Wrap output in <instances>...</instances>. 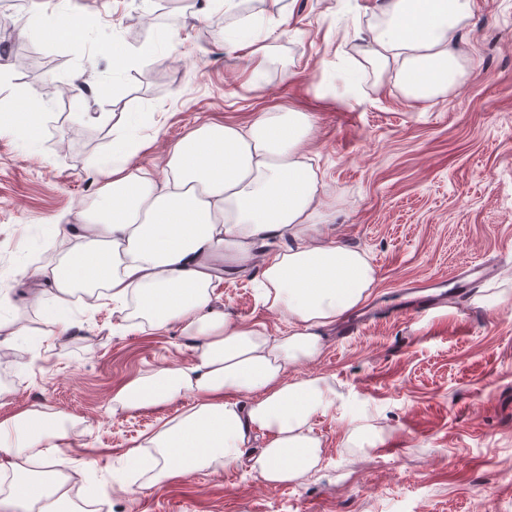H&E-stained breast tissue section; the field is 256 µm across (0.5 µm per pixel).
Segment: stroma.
Segmentation results:
<instances>
[{
	"instance_id": "stroma-1",
	"label": "stroma",
	"mask_w": 512,
	"mask_h": 512,
	"mask_svg": "<svg viewBox=\"0 0 512 512\" xmlns=\"http://www.w3.org/2000/svg\"><path fill=\"white\" fill-rule=\"evenodd\" d=\"M381 0H288L276 57L252 73L243 53H226L216 36L223 10L197 19L196 0H20L0 5L17 46L0 105H37L40 139L0 134V281L12 291L0 316L33 321L37 263L53 262L55 220L80 221L101 176L90 159L109 156L112 117L135 121L148 136L135 162L163 170L169 145L198 123L245 124L258 113H310L304 151L321 180L339 191L333 211L340 243L365 251L377 270L369 304H395L417 279L445 280L483 261L496 276L423 315L404 314L342 340L325 332L320 358L298 375L331 377L341 404L317 416L324 442L318 471L303 484L269 487L246 464L191 472L144 487L124 453L162 420L181 414L193 395L154 409L113 412L114 392L163 362L188 363L191 341L178 329L130 327L105 301L73 304L71 327L52 345L24 338L0 348V420L36 404L76 423L68 453L89 472L98 512H512V304L476 306V292L506 287L512 275V0H474L463 39L468 79L422 107L393 85L359 91L321 89L353 65L345 50L354 22ZM75 21L65 38H22L37 12ZM148 47L137 65L119 67L113 49ZM80 78L82 99L70 84ZM162 134L152 138L153 121ZM258 269L225 275L215 305L236 319L287 322L265 311ZM369 416L384 428L367 455L350 453L351 421Z\"/></svg>"
}]
</instances>
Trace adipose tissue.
<instances>
[{"instance_id":"ef3b65f1","label":"adipose tissue","mask_w":512,"mask_h":512,"mask_svg":"<svg viewBox=\"0 0 512 512\" xmlns=\"http://www.w3.org/2000/svg\"><path fill=\"white\" fill-rule=\"evenodd\" d=\"M472 13L473 0H383L357 65L411 102L446 98L470 74L471 54L458 36ZM112 132L109 160L90 162L104 170L97 199L80 224L61 229L62 259L38 270L60 307L40 321L41 335L65 331L64 305L83 293L111 299L135 326L174 325L194 340L189 364L158 365L112 398L113 411L124 412L194 396L128 449L130 462L152 461L145 486L243 461L267 486L303 483L324 454L312 421L335 409L338 394L328 377L295 371L321 356L324 329L363 303L376 280L367 254L332 233L337 193L303 150L312 116L288 110L243 125L201 122L168 148L160 178L132 163L141 134L117 125ZM275 238L287 247L257 253L258 243ZM255 267L263 306L288 322L280 335L213 304L224 269ZM71 424L47 408L0 421V512H89L65 453ZM257 430L269 441L244 457Z\"/></svg>"}]
</instances>
